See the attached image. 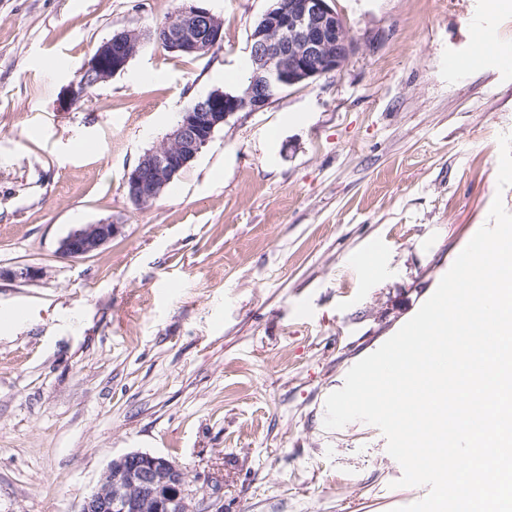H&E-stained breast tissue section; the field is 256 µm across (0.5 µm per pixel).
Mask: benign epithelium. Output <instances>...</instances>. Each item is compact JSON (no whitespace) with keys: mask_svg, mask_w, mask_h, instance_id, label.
Masks as SVG:
<instances>
[{"mask_svg":"<svg viewBox=\"0 0 512 512\" xmlns=\"http://www.w3.org/2000/svg\"><path fill=\"white\" fill-rule=\"evenodd\" d=\"M159 41L172 53L193 54L222 45L224 23L211 10L192 5L172 22L143 34L126 30L102 41L69 85L66 105L125 71L145 44ZM252 73L240 93L214 90L180 114L165 143L146 152L127 175L128 197L136 206L154 201L207 145L214 131L237 112L264 108L282 89L342 68L354 42L329 0H278L256 22L250 35ZM109 221L87 224L60 243L67 257L89 255L118 233ZM80 512H195L183 470L171 460L131 452L112 460Z\"/></svg>","mask_w":512,"mask_h":512,"instance_id":"benign-epithelium-1","label":"benign epithelium"}]
</instances>
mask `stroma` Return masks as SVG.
<instances>
[{"label":"stroma","mask_w":512,"mask_h":512,"mask_svg":"<svg viewBox=\"0 0 512 512\" xmlns=\"http://www.w3.org/2000/svg\"><path fill=\"white\" fill-rule=\"evenodd\" d=\"M489 2L333 0L356 43L342 70L231 116L140 208L128 173L194 98L245 88L271 0H207L220 48L146 43L71 109L102 41L192 0H0V512H78L132 451L177 462L204 512L427 495L399 486L377 427L325 428V402L434 293L494 198L512 212L497 187L512 4ZM485 26L489 59L449 71ZM102 220L112 240L61 254ZM118 231V225L109 221L87 224L62 239L59 249L67 257L86 256L112 240Z\"/></svg>","instance_id":"obj_1"}]
</instances>
